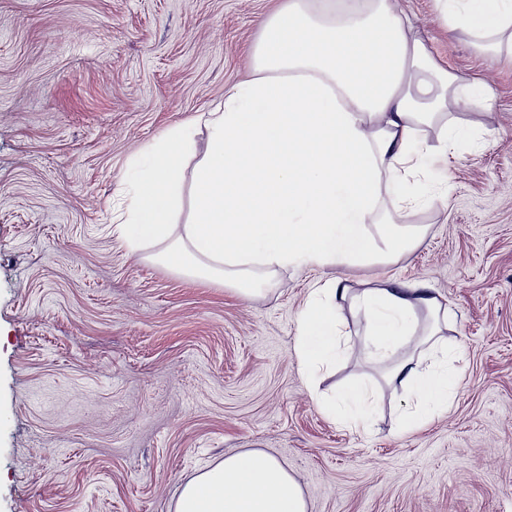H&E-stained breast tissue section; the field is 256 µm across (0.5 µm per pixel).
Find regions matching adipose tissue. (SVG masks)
<instances>
[{
    "mask_svg": "<svg viewBox=\"0 0 512 512\" xmlns=\"http://www.w3.org/2000/svg\"><path fill=\"white\" fill-rule=\"evenodd\" d=\"M448 27L485 50L512 49V0H438ZM490 115L488 87L439 65L397 0H288L265 20L248 78L224 101L168 129L128 162L127 209L114 232L133 253L154 247L169 268L201 284L259 294L256 270L342 268L392 261L422 239L418 225L385 223L381 194L414 204L410 187L431 147L469 138ZM205 143H198V134ZM363 312L371 356L415 399L402 425L446 410L460 353L442 334L448 310L422 282L355 290L315 281L299 313L307 382L336 362L338 302ZM429 323L419 328L418 315ZM432 353L428 372L417 350ZM176 512H307L300 484L272 456L224 457L182 488Z\"/></svg>",
    "mask_w": 512,
    "mask_h": 512,
    "instance_id": "1",
    "label": "adipose tissue"
}]
</instances>
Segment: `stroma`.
<instances>
[{"mask_svg": "<svg viewBox=\"0 0 512 512\" xmlns=\"http://www.w3.org/2000/svg\"><path fill=\"white\" fill-rule=\"evenodd\" d=\"M286 0H0V512H174L181 486L259 450L307 512H512V53L492 62L436 0H398L434 60L489 84L494 114L429 155L422 225L393 262L276 269L252 298L200 286L112 233L129 158L210 110L253 67ZM423 282L463 353L446 412L401 432L411 401L364 355L343 308L341 360L310 393L298 312L316 280ZM370 431L322 412L355 383Z\"/></svg>", "mask_w": 512, "mask_h": 512, "instance_id": "obj_1", "label": "stroma"}]
</instances>
